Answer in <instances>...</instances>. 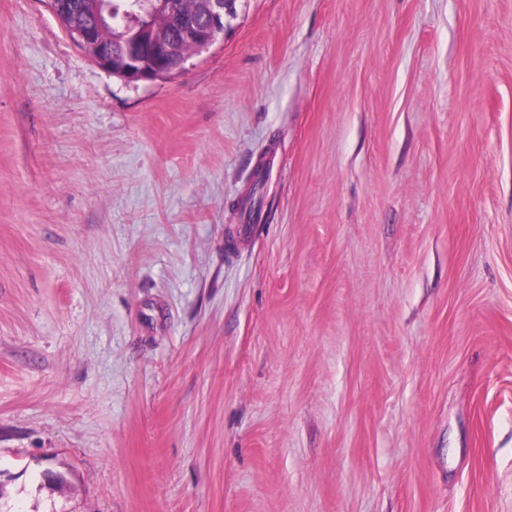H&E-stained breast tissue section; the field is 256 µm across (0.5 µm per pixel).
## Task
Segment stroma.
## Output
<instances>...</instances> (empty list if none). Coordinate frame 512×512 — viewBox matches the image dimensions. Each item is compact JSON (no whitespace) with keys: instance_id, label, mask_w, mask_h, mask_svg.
<instances>
[{"instance_id":"1","label":"stroma","mask_w":512,"mask_h":512,"mask_svg":"<svg viewBox=\"0 0 512 512\" xmlns=\"http://www.w3.org/2000/svg\"><path fill=\"white\" fill-rule=\"evenodd\" d=\"M0 512H512V0H0ZM97 0H71L83 13L85 20L92 19ZM237 0H208L204 22L181 20L177 22L180 36L174 41L157 37L151 31V16L165 10V1H153L151 14L145 16L138 36L112 45L111 50L101 48L104 26L100 13L94 22H81L73 30L76 42L93 61L112 74L128 82H153L167 78L195 56L206 52L224 34L226 18H234Z\"/></svg>"}]
</instances>
